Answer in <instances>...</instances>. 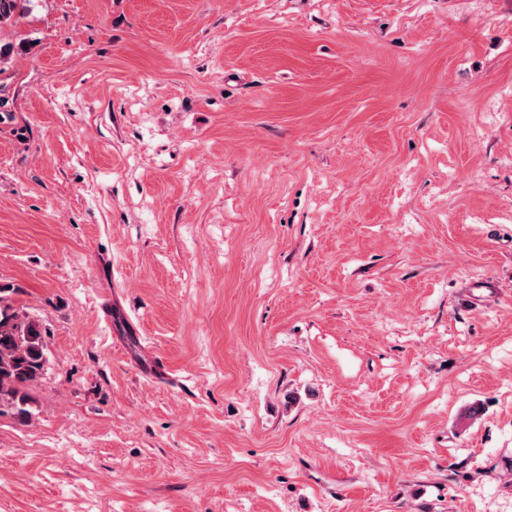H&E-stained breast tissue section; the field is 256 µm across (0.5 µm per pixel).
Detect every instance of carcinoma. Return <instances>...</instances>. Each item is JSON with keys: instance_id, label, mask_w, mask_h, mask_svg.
<instances>
[{"instance_id": "1", "label": "carcinoma", "mask_w": 512, "mask_h": 512, "mask_svg": "<svg viewBox=\"0 0 512 512\" xmlns=\"http://www.w3.org/2000/svg\"><path fill=\"white\" fill-rule=\"evenodd\" d=\"M31 0H0V26L22 17ZM45 344L39 323L16 311L0 295V406L14 408L20 418L32 416L27 389L44 369Z\"/></svg>"}]
</instances>
